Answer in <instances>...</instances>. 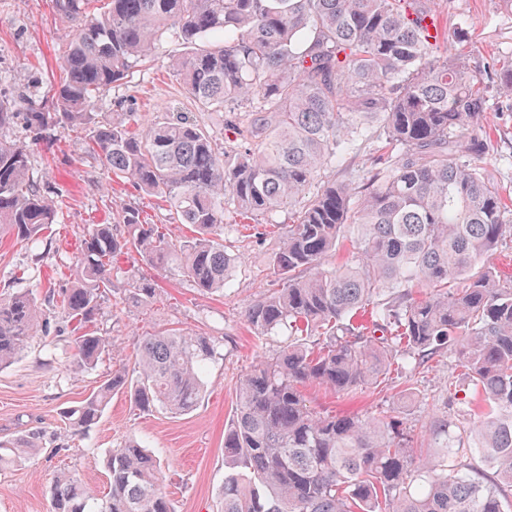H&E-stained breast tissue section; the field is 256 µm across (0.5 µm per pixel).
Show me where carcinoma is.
Here are the masks:
<instances>
[{
  "mask_svg": "<svg viewBox=\"0 0 512 512\" xmlns=\"http://www.w3.org/2000/svg\"><path fill=\"white\" fill-rule=\"evenodd\" d=\"M55 0L76 27L59 81L26 113L31 127H84L90 149L117 179L168 203L192 236L173 239L134 207L94 224L74 258L70 286L48 299L68 318L94 322L111 294L132 307L156 298L152 276L113 266L138 257L206 292H222L235 264L224 210L280 230L266 269L279 287L245 313L255 336L294 341L259 360L239 383L224 456L223 512H507L512 490V276L484 262L512 236V209L481 165L489 86L463 59L443 58L432 0ZM171 34L184 51L169 68L202 109L225 114L236 142H220L189 112L143 128L95 111L100 95L130 82ZM247 103L242 119L235 104ZM373 149L362 185H319L321 171ZM26 149L0 139V229L42 238L62 202L30 179ZM288 212V223L277 217ZM351 259L323 261L345 229ZM123 274L125 286L114 287ZM371 312L372 330L345 322ZM49 317L26 291L0 298V367ZM381 335H376V332ZM317 336L316 347L306 339ZM448 352L490 411L467 425L436 420L439 447L474 449L484 467L440 464L397 415L321 414L314 383L351 395L391 366L413 373ZM110 353L107 338H75L76 365ZM212 338L171 328L143 337L132 373L118 370L62 412L71 432L97 423L117 390L137 406L192 410L204 390ZM39 453L34 437L0 445V468ZM159 462L138 441L109 451L108 491L75 473L52 479L50 512H173Z\"/></svg>",
  "mask_w": 512,
  "mask_h": 512,
  "instance_id": "carcinoma-1",
  "label": "carcinoma"
}]
</instances>
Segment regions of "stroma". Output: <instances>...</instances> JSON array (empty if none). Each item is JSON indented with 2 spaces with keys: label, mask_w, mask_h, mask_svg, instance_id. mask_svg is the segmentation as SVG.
Returning a JSON list of instances; mask_svg holds the SVG:
<instances>
[{
  "label": "stroma",
  "mask_w": 512,
  "mask_h": 512,
  "mask_svg": "<svg viewBox=\"0 0 512 512\" xmlns=\"http://www.w3.org/2000/svg\"><path fill=\"white\" fill-rule=\"evenodd\" d=\"M435 8L450 35L440 54L464 55L466 64L490 84L483 123L491 146L483 164L512 200V95L494 85L490 69L492 63L512 60V12L502 9L498 0H435ZM460 28L467 31L462 44L454 36ZM74 33L57 14L55 0H0V101L17 113L0 138L26 148L31 177L62 194L64 202L58 224L43 242L27 245L0 233V295L24 289L41 300L69 287L68 268L88 230L109 223L114 204L120 202L137 207L148 223L159 225L168 236L191 233L166 202L112 178L98 156L89 153L87 130L39 133L29 127L25 114L31 104L46 99L51 83L58 80L57 59ZM181 51L178 41L163 39L152 67L105 93L98 111H114L115 99L121 98L124 111L133 113L140 125L168 112H192L208 131L223 135V120L198 109L171 73L169 59ZM224 221L234 228L236 265L223 293H207L185 277L155 272L160 292L147 309L117 304L111 315L91 323V330L117 347L95 368L78 377L72 374L71 339L82 327L55 309V332L32 336L18 360L0 369V441L35 433L43 443L33 458L0 470V512H49L52 476L60 469L75 472L98 494H106L108 451L131 438L160 460L161 483L175 512H220L224 478L230 472L224 432L236 411L237 386L258 359L276 355L287 342L283 336H255L245 320L248 306L276 285L275 277L265 271L276 235L257 241L252 227L230 209ZM169 327L203 333L215 344L216 355L195 409L179 416L147 410L119 391L89 432H66L62 411L97 389L111 372L131 368L146 333ZM305 392L322 413L379 417L399 411L416 444L426 447L434 444L426 430L432 418L460 420L477 408L467 376L444 354L416 373L391 372L380 386L363 387L354 400L314 385Z\"/></svg>",
  "instance_id": "35a3bbf8"
}]
</instances>
